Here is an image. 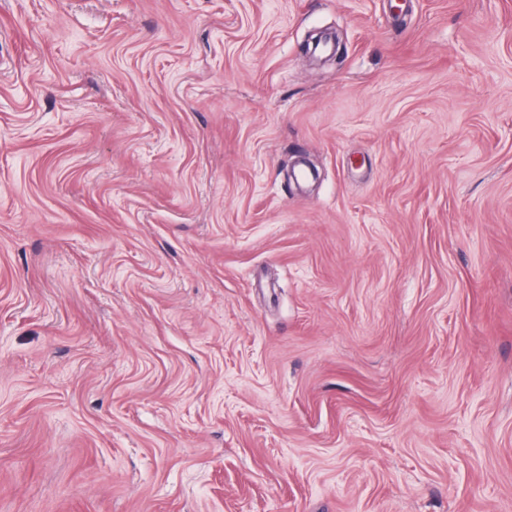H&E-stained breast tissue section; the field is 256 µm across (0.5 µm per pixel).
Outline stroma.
<instances>
[{
	"label": "stroma",
	"instance_id": "stroma-1",
	"mask_svg": "<svg viewBox=\"0 0 512 512\" xmlns=\"http://www.w3.org/2000/svg\"><path fill=\"white\" fill-rule=\"evenodd\" d=\"M0 512H512V0H0Z\"/></svg>",
	"mask_w": 512,
	"mask_h": 512
}]
</instances>
